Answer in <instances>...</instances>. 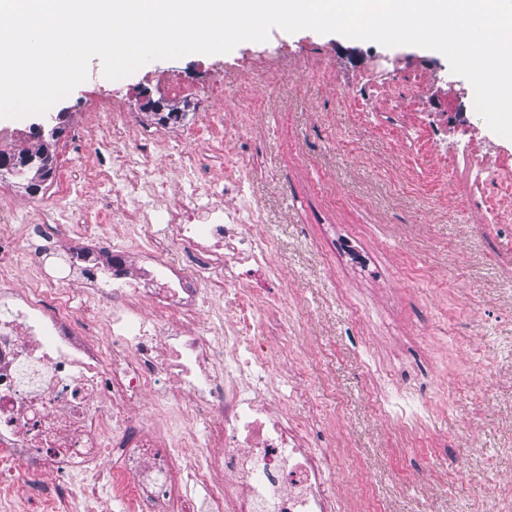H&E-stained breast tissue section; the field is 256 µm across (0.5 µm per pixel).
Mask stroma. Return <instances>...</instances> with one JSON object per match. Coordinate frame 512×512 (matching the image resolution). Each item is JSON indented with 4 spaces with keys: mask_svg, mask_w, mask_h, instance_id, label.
<instances>
[{
    "mask_svg": "<svg viewBox=\"0 0 512 512\" xmlns=\"http://www.w3.org/2000/svg\"><path fill=\"white\" fill-rule=\"evenodd\" d=\"M395 63L375 114L344 93L368 96L359 76L374 56ZM249 56L278 71L277 83L246 91L230 66ZM181 71L201 93L219 90V110L189 109L183 142L200 176L225 159L246 172L245 198L260 206L275 239L273 261L300 303L293 324L262 309L266 336L307 349L304 384H282L299 410L337 413L347 434L338 453L343 494L374 512H500L512 500V221L488 224L485 201L465 181L442 179L439 155L392 139L396 119L431 121L477 134L490 158L512 161V139L475 112H448L470 86L440 52L385 47L337 33L272 29L226 54L157 59L119 80L92 59L86 81L43 115L0 118V150L37 147L34 125L63 116L51 141L55 175L39 202L21 186L16 230L34 222L86 224L112 235V184H89L81 163L101 106L128 110L138 135L158 129L146 99L164 97L156 75ZM438 80L425 99H406L409 76ZM406 394L427 408L421 439H401L383 399Z\"/></svg>",
    "mask_w": 512,
    "mask_h": 512,
    "instance_id": "stroma-1",
    "label": "stroma"
}]
</instances>
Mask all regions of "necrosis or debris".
<instances>
[{
  "mask_svg": "<svg viewBox=\"0 0 512 512\" xmlns=\"http://www.w3.org/2000/svg\"><path fill=\"white\" fill-rule=\"evenodd\" d=\"M133 122L109 109L90 140L89 182L150 241L104 246L81 224L15 233L0 208V505L28 489L33 512H346L335 457L312 438L313 413L281 407L277 354L259 317L288 307L268 288L275 265L264 219L237 188L204 180L206 205H173L162 168L122 156ZM468 164L490 222L512 214V166L471 144L446 147ZM29 284L12 287L13 259Z\"/></svg>",
  "mask_w": 512,
  "mask_h": 512,
  "instance_id": "4bbe7bcc",
  "label": "necrosis or debris"
}]
</instances>
